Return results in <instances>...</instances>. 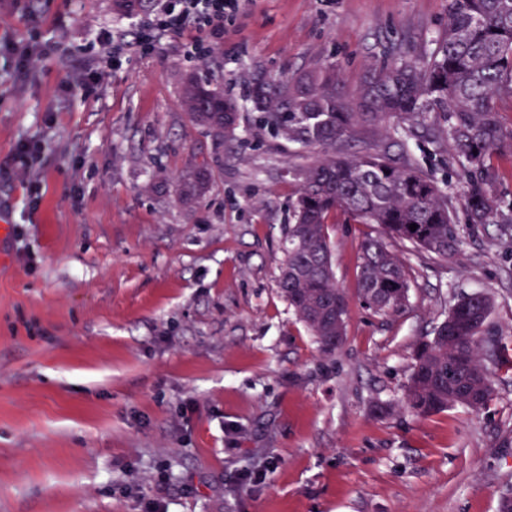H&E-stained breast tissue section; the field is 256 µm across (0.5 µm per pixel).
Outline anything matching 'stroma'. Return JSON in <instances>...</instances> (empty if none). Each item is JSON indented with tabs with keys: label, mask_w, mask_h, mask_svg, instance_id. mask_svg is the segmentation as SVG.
<instances>
[{
	"label": "stroma",
	"mask_w": 512,
	"mask_h": 512,
	"mask_svg": "<svg viewBox=\"0 0 512 512\" xmlns=\"http://www.w3.org/2000/svg\"><path fill=\"white\" fill-rule=\"evenodd\" d=\"M155 0H50L31 20L0 0V41L131 38ZM448 0H244L218 42L186 55L170 38L105 69L72 105L69 68L39 79L0 55V512H497L512 491V366L475 413L428 416L401 402L418 343L457 296L492 300L490 333L512 336V240L461 225L444 259L389 241L410 274L398 313L361 306V243L373 224L336 215L328 232L348 302L343 348L322 355L277 288L295 174L318 148L262 125L247 100L257 70L298 77L340 67L347 89L399 52L427 55ZM189 73L241 107L216 147L184 112ZM460 187L449 150L392 118L363 131ZM41 148L37 210L11 177L18 141ZM209 163L195 200L175 184ZM389 405L377 414V405Z\"/></svg>",
	"instance_id": "obj_1"
}]
</instances>
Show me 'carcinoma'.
Wrapping results in <instances>:
<instances>
[{
    "label": "carcinoma",
    "instance_id": "cac0c4a2",
    "mask_svg": "<svg viewBox=\"0 0 512 512\" xmlns=\"http://www.w3.org/2000/svg\"><path fill=\"white\" fill-rule=\"evenodd\" d=\"M181 100L190 120L218 144L235 138L240 106L218 81L186 75ZM249 101L265 126L302 147L322 148L296 175L278 276L281 295L321 353L342 349L348 313L333 270L330 216L340 212L349 222L381 228V236L361 244L359 297L365 308L382 314L402 309L410 288L406 266L385 239L441 258L459 253V223L497 224L512 240V201L496 194L491 163L507 138L498 105L512 104V0H448V23L426 58L401 52L348 95L337 66L328 63L297 79L270 80L259 72ZM391 117L426 125L432 143L453 151L463 172L461 205L413 158L355 144L357 127ZM210 180L209 167L200 166L184 176L178 193L193 199ZM491 307L482 292L463 294L433 336L419 343L403 387L412 412L425 416L456 406L479 412L493 400L481 349L499 360L507 344L486 335Z\"/></svg>",
    "mask_w": 512,
    "mask_h": 512
}]
</instances>
